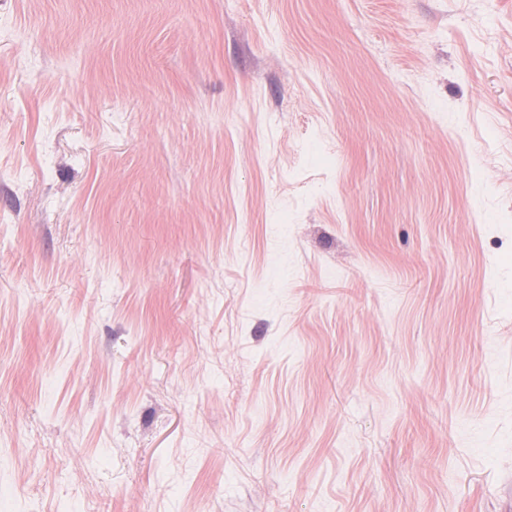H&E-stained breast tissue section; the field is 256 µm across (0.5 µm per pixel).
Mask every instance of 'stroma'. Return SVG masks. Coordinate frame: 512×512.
I'll return each instance as SVG.
<instances>
[{
    "instance_id": "obj_1",
    "label": "stroma",
    "mask_w": 512,
    "mask_h": 512,
    "mask_svg": "<svg viewBox=\"0 0 512 512\" xmlns=\"http://www.w3.org/2000/svg\"><path fill=\"white\" fill-rule=\"evenodd\" d=\"M0 512H512V0H0Z\"/></svg>"
}]
</instances>
